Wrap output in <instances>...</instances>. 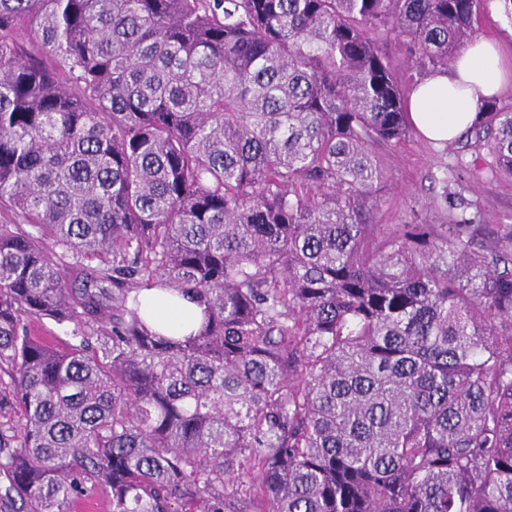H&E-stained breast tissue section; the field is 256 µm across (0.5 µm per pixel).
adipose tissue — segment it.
Here are the masks:
<instances>
[{
  "label": "adipose tissue",
  "instance_id": "ef3b65f1",
  "mask_svg": "<svg viewBox=\"0 0 512 512\" xmlns=\"http://www.w3.org/2000/svg\"><path fill=\"white\" fill-rule=\"evenodd\" d=\"M510 78L512 66L504 62L497 43L476 39L448 68L416 84L409 96V118L417 132L430 141L454 140L474 125L486 100L497 96ZM140 299L148 319L169 333L188 335L201 321V311L194 303L160 289H143Z\"/></svg>",
  "mask_w": 512,
  "mask_h": 512
}]
</instances>
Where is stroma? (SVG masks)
<instances>
[{"instance_id":"35a3bbf8","label":"stroma","mask_w":512,"mask_h":512,"mask_svg":"<svg viewBox=\"0 0 512 512\" xmlns=\"http://www.w3.org/2000/svg\"><path fill=\"white\" fill-rule=\"evenodd\" d=\"M386 176L377 217L383 224H444L462 218L491 228L512 225V178L492 177L487 151L434 145L418 134L377 150ZM447 195L446 210L432 200Z\"/></svg>"}]
</instances>
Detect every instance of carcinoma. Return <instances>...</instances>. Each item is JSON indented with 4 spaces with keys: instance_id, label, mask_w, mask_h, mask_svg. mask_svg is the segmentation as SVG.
Masks as SVG:
<instances>
[{
    "instance_id": "1",
    "label": "carcinoma",
    "mask_w": 512,
    "mask_h": 512,
    "mask_svg": "<svg viewBox=\"0 0 512 512\" xmlns=\"http://www.w3.org/2000/svg\"><path fill=\"white\" fill-rule=\"evenodd\" d=\"M496 1L0 0V512H512V227L374 216ZM388 48L392 55L394 65L400 72V77L407 87L412 85L417 79H420L419 74L410 68L411 65L410 61L408 63L406 44L402 39L392 38L388 44ZM140 300L147 311V318L169 333L189 335L201 321V310L194 303L159 288L143 289Z\"/></svg>"
}]
</instances>
